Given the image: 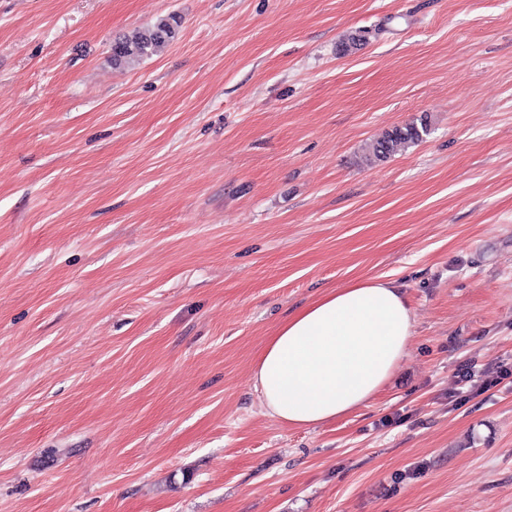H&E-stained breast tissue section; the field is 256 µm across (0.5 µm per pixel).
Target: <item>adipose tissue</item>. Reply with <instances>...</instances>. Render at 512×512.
Here are the masks:
<instances>
[{
    "label": "adipose tissue",
    "mask_w": 512,
    "mask_h": 512,
    "mask_svg": "<svg viewBox=\"0 0 512 512\" xmlns=\"http://www.w3.org/2000/svg\"><path fill=\"white\" fill-rule=\"evenodd\" d=\"M414 325L392 283L366 279L325 291L278 326L254 364L266 413L292 427L348 415L407 359Z\"/></svg>",
    "instance_id": "ef3b65f1"
}]
</instances>
